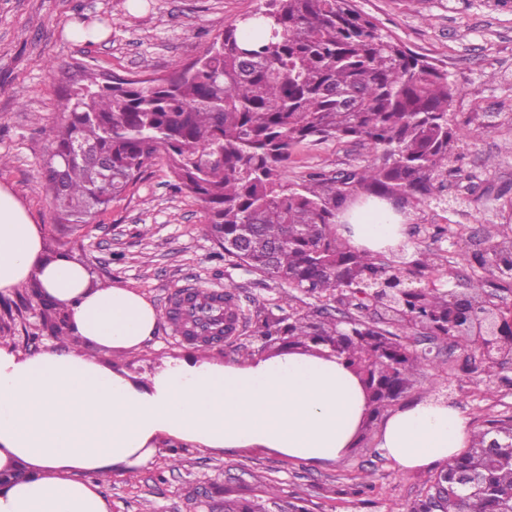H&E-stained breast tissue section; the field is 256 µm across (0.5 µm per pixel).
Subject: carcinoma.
I'll return each instance as SVG.
<instances>
[{"label": "carcinoma", "instance_id": "cac0c4a2", "mask_svg": "<svg viewBox=\"0 0 512 512\" xmlns=\"http://www.w3.org/2000/svg\"><path fill=\"white\" fill-rule=\"evenodd\" d=\"M351 2L264 0L167 78L105 85L89 75L69 95L62 122L44 129L51 144L46 188L57 222L91 223L162 155L172 187L203 204L208 233L247 270L327 302L348 289L358 340L344 352L351 362L368 360L370 337L392 332L370 322L358 293L431 269L437 254L414 264L386 262L354 249L337 232V216L357 197L445 208L448 166L462 155L454 152L448 71L405 48ZM342 139L381 154L363 167L288 180L294 147ZM404 303L411 317L400 327L447 332V285L425 287ZM277 323L298 341L336 333L325 306ZM392 362L401 394L421 360ZM511 428L509 418L491 420L474 436L454 466L479 474L481 484L448 498V512H512V458L477 456L493 431Z\"/></svg>", "mask_w": 512, "mask_h": 512}]
</instances>
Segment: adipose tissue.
Segmentation results:
<instances>
[{"instance_id": "1", "label": "adipose tissue", "mask_w": 512, "mask_h": 512, "mask_svg": "<svg viewBox=\"0 0 512 512\" xmlns=\"http://www.w3.org/2000/svg\"><path fill=\"white\" fill-rule=\"evenodd\" d=\"M389 206L366 205L339 233L359 250L403 239ZM63 310L82 351L30 355L0 345V512H109L100 478L170 446L272 448L326 464L353 444L368 411L358 377L334 357L285 351L244 362L166 358L144 377L99 360L151 341L159 311L135 289L95 284L48 252L40 225L0 186V294L24 285ZM457 405L426 397L392 412L378 446L399 469L452 464L472 441Z\"/></svg>"}]
</instances>
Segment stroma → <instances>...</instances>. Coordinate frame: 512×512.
Listing matches in <instances>:
<instances>
[{"label":"stroma","instance_id":"1","mask_svg":"<svg viewBox=\"0 0 512 512\" xmlns=\"http://www.w3.org/2000/svg\"><path fill=\"white\" fill-rule=\"evenodd\" d=\"M263 0H0V185L10 188L41 224L48 251L65 252L86 264L94 283L118 282L152 302L163 318L152 341L126 355L102 353L136 376L169 356L196 354L222 362L276 355L263 348L251 319L276 312L283 289L225 255L206 231L201 203L175 192L164 158H156L136 186L91 224L61 225L46 197L44 163L50 145L43 128L65 109L63 91L86 74L125 78L164 77L200 57L215 37ZM358 10L428 61L447 69L456 92L451 110L464 122V154L448 173L450 208L426 202L407 205L404 260L439 250L437 272L412 276L421 287L440 278L470 293L482 281L497 304L512 308V290L500 288L482 258L512 238V0H354ZM76 23L96 24L105 38L68 37ZM494 129H486V120ZM374 152L349 140L297 146L290 180L321 170L334 173L370 163ZM455 236L433 242L434 225ZM232 288L243 319L234 335L210 346L176 334L165 313L176 294ZM46 307L33 288L0 296V343L29 354L76 348L43 325ZM409 377L403 394L368 410L352 448L338 460L309 465L265 448L201 451L161 449L132 472L103 480L110 512H235L240 502L256 512H283L288 504L306 512H411L431 485L433 469L400 470L378 448L387 416L426 396L448 399L473 429L486 420L512 416V367L493 376L481 371L477 352L452 341Z\"/></svg>","mask_w":512,"mask_h":512}]
</instances>
